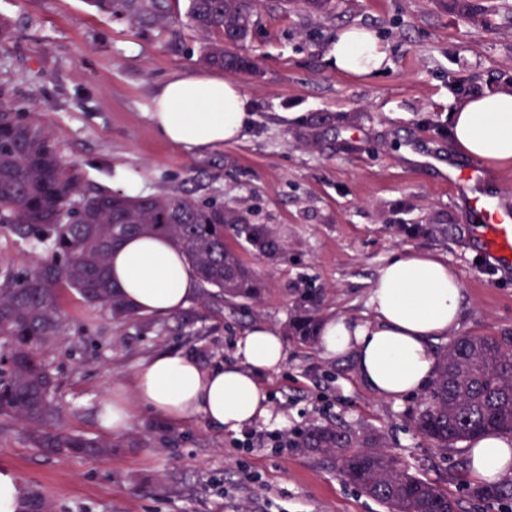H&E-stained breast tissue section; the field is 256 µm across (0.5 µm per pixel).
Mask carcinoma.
<instances>
[{
	"label": "carcinoma",
	"instance_id": "1",
	"mask_svg": "<svg viewBox=\"0 0 512 512\" xmlns=\"http://www.w3.org/2000/svg\"><path fill=\"white\" fill-rule=\"evenodd\" d=\"M98 13L164 23V0H87ZM475 28L484 12L455 0ZM259 0H190L192 26L208 38L205 63L227 71H253L255 61L237 52L255 26ZM219 34V39L211 35ZM0 223L22 238L49 244L51 255L23 275L0 278V416L28 427L31 445L49 457L112 456V440L90 439L60 425L54 379L37 351L61 333L60 292L69 289L86 303L127 320L136 314L112 280V247L130 237L159 235L171 240L195 266L206 302L250 311L263 283L240 255L224 243L230 228L259 256L277 258L281 243L265 224L218 201L160 194L129 196L89 189L74 164L56 150L33 116L0 102ZM317 294L298 299L285 335L311 347L321 326ZM418 432L442 452L489 432L512 436V336L465 335L454 339L437 363L435 378L414 416ZM298 445L336 467L338 475L376 501L384 512H464L461 501L420 476L385 449L382 436L340 424L310 425ZM480 502H512V485L472 491Z\"/></svg>",
	"mask_w": 512,
	"mask_h": 512
}]
</instances>
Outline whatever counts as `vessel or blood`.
I'll list each match as a JSON object with an SVG mask.
<instances>
[{
	"instance_id": "obj_1",
	"label": "vessel or blood",
	"mask_w": 512,
	"mask_h": 512,
	"mask_svg": "<svg viewBox=\"0 0 512 512\" xmlns=\"http://www.w3.org/2000/svg\"><path fill=\"white\" fill-rule=\"evenodd\" d=\"M484 179L473 165L457 164L448 172V182L460 193L468 194ZM474 222L473 241L480 254L494 264L512 268V208L488 196L470 197Z\"/></svg>"
}]
</instances>
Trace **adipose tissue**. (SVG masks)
<instances>
[{
	"label": "adipose tissue",
	"instance_id": "adipose-tissue-1",
	"mask_svg": "<svg viewBox=\"0 0 512 512\" xmlns=\"http://www.w3.org/2000/svg\"><path fill=\"white\" fill-rule=\"evenodd\" d=\"M337 70L353 77L377 74L388 47L364 27L336 34L328 53ZM157 134L195 151L238 142L251 120L239 86L221 78L174 77L152 100ZM456 150L486 160L491 168L512 166V93L468 98L451 115ZM109 272L132 310L168 317L199 293L195 268L165 238L141 236L123 241L110 257ZM372 320L327 318L321 328L323 358L352 357L358 377L376 395L397 400L423 389L434 377L430 343L451 336L463 317V288L445 261L404 251L378 270L369 297ZM235 363L206 367L195 359L160 352L144 361L134 376V400L113 395L106 402L105 428L120 433L143 406L174 423L203 417L211 426L238 430L269 422L273 413L261 384L287 359L279 330L257 323L235 346ZM470 476L495 485L512 478V437L491 433L472 444Z\"/></svg>",
	"mask_w": 512,
	"mask_h": 512
}]
</instances>
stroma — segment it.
Wrapping results in <instances>:
<instances>
[{
	"mask_svg": "<svg viewBox=\"0 0 512 512\" xmlns=\"http://www.w3.org/2000/svg\"><path fill=\"white\" fill-rule=\"evenodd\" d=\"M314 12L300 0H262L242 48L258 72H233L254 120L239 143L196 152L161 139L151 120L157 89L176 75H219L201 60L188 0H168L170 24L144 26L97 14L85 0H0V101L34 116L82 181L111 191L123 177L144 196L222 202L270 227L287 256H256L233 232L226 244L264 282L256 313L193 300L178 315L115 320L62 291L61 338L39 357L56 381L64 427L112 439L111 457L57 459L32 448L26 428L0 419V467L53 512H382L322 458L278 441L311 424L344 423L380 434L391 451L460 498L474 489L455 451L418 435L421 396L392 401L369 390L351 358L287 341L288 357L263 385L275 418L226 431L203 417L174 425L139 407L130 429L106 430L102 401L132 389L140 363L167 351L208 366L233 361L258 322L284 328L308 290L321 315L371 318L379 268L405 250L448 262L463 285L460 334H512V270L491 269L473 247L464 197L442 162L458 160L448 133L456 79L487 95L512 76V0H474L486 29L448 0H333ZM364 26L388 46L377 75L350 77L328 52L337 31ZM47 248L0 224V275L23 274Z\"/></svg>",
	"mask_w": 512,
	"mask_h": 512,
	"instance_id": "stroma-1",
	"label": "stroma"
}]
</instances>
